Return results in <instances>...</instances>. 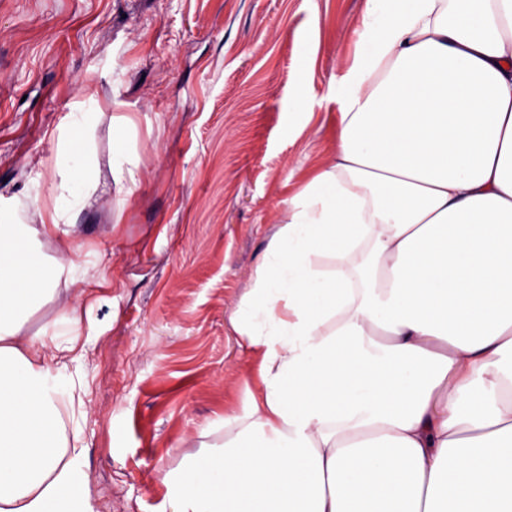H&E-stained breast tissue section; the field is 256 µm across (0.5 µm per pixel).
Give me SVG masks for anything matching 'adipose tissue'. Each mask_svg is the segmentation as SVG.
Returning a JSON list of instances; mask_svg holds the SVG:
<instances>
[{"label":"adipose tissue","instance_id":"adipose-tissue-1","mask_svg":"<svg viewBox=\"0 0 512 512\" xmlns=\"http://www.w3.org/2000/svg\"><path fill=\"white\" fill-rule=\"evenodd\" d=\"M361 44L336 153L229 314L253 386L164 512H512V0H365ZM100 118L52 131L26 223L0 193V512H99L55 397L100 334ZM49 307L64 336L31 332Z\"/></svg>","mask_w":512,"mask_h":512}]
</instances>
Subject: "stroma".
Returning a JSON list of instances; mask_svg holds the SVG:
<instances>
[{"instance_id": "obj_1", "label": "stroma", "mask_w": 512, "mask_h": 512, "mask_svg": "<svg viewBox=\"0 0 512 512\" xmlns=\"http://www.w3.org/2000/svg\"><path fill=\"white\" fill-rule=\"evenodd\" d=\"M364 0H0V190L19 193L72 102L94 97L100 179L128 115L132 196L78 219L112 274L91 311L81 425L101 512H163L254 372L228 315L296 194L336 152V87Z\"/></svg>"}]
</instances>
